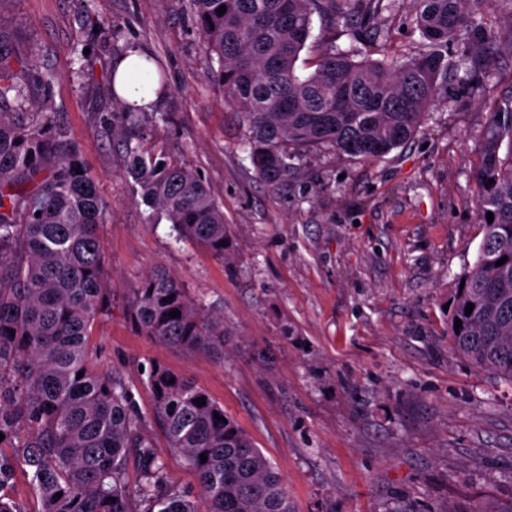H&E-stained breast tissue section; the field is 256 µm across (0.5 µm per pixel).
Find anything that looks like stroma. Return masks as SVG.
Here are the masks:
<instances>
[{
	"instance_id": "obj_1",
	"label": "stroma",
	"mask_w": 512,
	"mask_h": 512,
	"mask_svg": "<svg viewBox=\"0 0 512 512\" xmlns=\"http://www.w3.org/2000/svg\"><path fill=\"white\" fill-rule=\"evenodd\" d=\"M395 19L371 58L422 50ZM112 34L100 36L101 24ZM0 27L24 63L57 80L29 86L111 205L100 228L115 289L93 328V360L150 398L142 370L185 373L276 465L295 512H512V384L448 343L447 303L483 231L473 173L492 112L512 97V54L487 49L483 96L457 81L405 147L377 161L305 153L286 188L255 176L246 128L225 106L189 0H0ZM139 47L165 74L169 120H146L143 148L196 169L224 210L223 259L175 241L125 173L112 58ZM224 313V356L136 332L121 300L154 267Z\"/></svg>"
}]
</instances>
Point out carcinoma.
Masks as SVG:
<instances>
[{"label": "carcinoma", "instance_id": "carcinoma-1", "mask_svg": "<svg viewBox=\"0 0 512 512\" xmlns=\"http://www.w3.org/2000/svg\"><path fill=\"white\" fill-rule=\"evenodd\" d=\"M411 3L406 20L428 49L357 61L359 49H336V25L374 24L390 10L385 0H190L225 102L243 114L260 181L288 186L294 160L314 148L376 160L404 147L443 98L448 73L484 88L483 66L466 54L448 62V46L466 43L477 53L497 44L512 54V35L503 40L476 23L489 0ZM315 14L328 37L314 71L301 73ZM15 58L0 29V512H294L281 473L234 420L214 418L224 407L186 375L153 363L144 412L122 376L92 367L93 326L114 307L100 235L110 204L80 146L63 140L51 117L5 111L25 81L45 92L56 81L14 70ZM146 119L127 104L110 126L122 135ZM123 147L142 204L179 239L224 259V211L200 173L131 136ZM474 180L483 239L464 287L455 288L448 340L476 368L512 384V105L492 113ZM122 310L162 345L224 356V314L161 267L128 290ZM150 420L194 472L197 493L170 479L167 458L145 432ZM19 472L40 508L14 495Z\"/></svg>", "mask_w": 512, "mask_h": 512}]
</instances>
